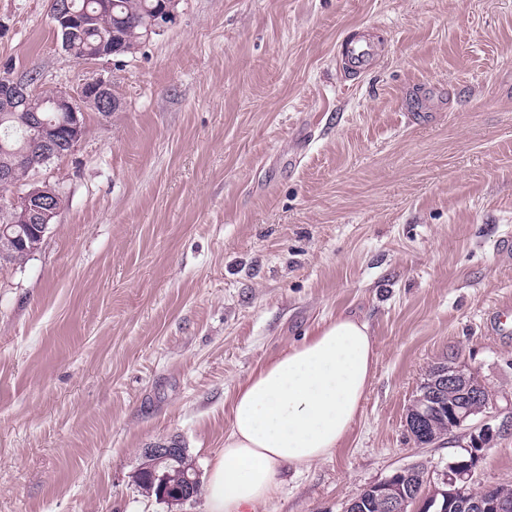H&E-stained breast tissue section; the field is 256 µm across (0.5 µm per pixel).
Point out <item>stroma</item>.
Segmentation results:
<instances>
[{"label": "stroma", "mask_w": 512, "mask_h": 512, "mask_svg": "<svg viewBox=\"0 0 512 512\" xmlns=\"http://www.w3.org/2000/svg\"><path fill=\"white\" fill-rule=\"evenodd\" d=\"M388 44L343 75L340 42ZM74 151L16 184L66 198L39 250L0 268V512H204L138 491L144 449L224 446L235 388L339 315L376 367L330 456L283 469L255 512H344L369 484L444 466L405 415L456 360L496 398L479 477L512 484V0H178L137 53L61 48L50 0H0V76H86Z\"/></svg>", "instance_id": "35a3bbf8"}]
</instances>
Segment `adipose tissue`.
Returning a JSON list of instances; mask_svg holds the SVG:
<instances>
[{
  "instance_id": "adipose-tissue-1",
  "label": "adipose tissue",
  "mask_w": 512,
  "mask_h": 512,
  "mask_svg": "<svg viewBox=\"0 0 512 512\" xmlns=\"http://www.w3.org/2000/svg\"><path fill=\"white\" fill-rule=\"evenodd\" d=\"M375 364L367 325L340 315L254 369L209 463L205 512H251L275 494L282 469L332 455L362 413Z\"/></svg>"
}]
</instances>
